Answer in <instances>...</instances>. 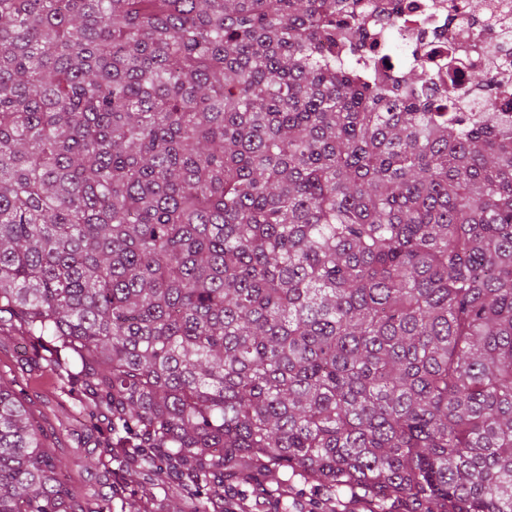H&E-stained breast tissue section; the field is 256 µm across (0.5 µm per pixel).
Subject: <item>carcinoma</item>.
<instances>
[{
    "mask_svg": "<svg viewBox=\"0 0 512 512\" xmlns=\"http://www.w3.org/2000/svg\"><path fill=\"white\" fill-rule=\"evenodd\" d=\"M371 17L0 0V322L107 416L89 467L198 512L290 471L380 512H512V87L454 112L423 58L385 78ZM0 512H78L1 380Z\"/></svg>",
    "mask_w": 512,
    "mask_h": 512,
    "instance_id": "carcinoma-1",
    "label": "carcinoma"
}]
</instances>
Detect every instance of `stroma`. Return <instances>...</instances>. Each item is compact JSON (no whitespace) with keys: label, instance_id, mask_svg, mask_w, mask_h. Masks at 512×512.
Segmentation results:
<instances>
[{"label":"stroma","instance_id":"stroma-1","mask_svg":"<svg viewBox=\"0 0 512 512\" xmlns=\"http://www.w3.org/2000/svg\"><path fill=\"white\" fill-rule=\"evenodd\" d=\"M42 348L26 328L15 321L0 323V379L10 383L41 429L45 445L52 448L65 469L69 491L81 512H100L103 497L112 487L124 486L142 502L141 512H195L189 494L172 496L161 485H125L121 474L84 465L88 453L99 452L107 441L102 417L77 414L75 392L62 373L46 371L40 357ZM293 494L279 502L275 494L255 485L229 484L226 503H246L251 512H311L313 507L341 512L345 494H335L293 477Z\"/></svg>","mask_w":512,"mask_h":512}]
</instances>
